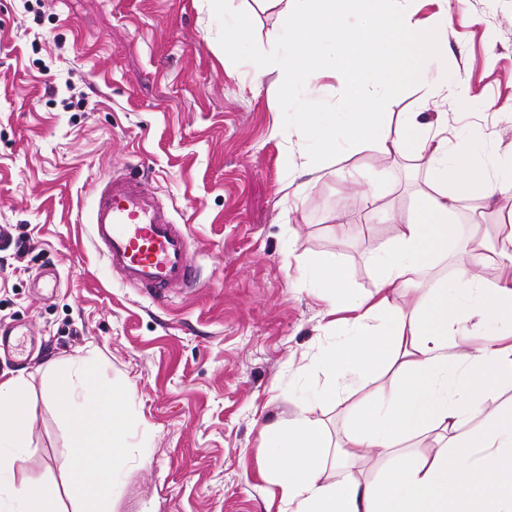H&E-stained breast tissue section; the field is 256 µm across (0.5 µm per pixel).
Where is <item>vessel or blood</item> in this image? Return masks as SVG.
Returning <instances> with one entry per match:
<instances>
[{"instance_id":"b4317fda","label":"vessel or blood","mask_w":512,"mask_h":512,"mask_svg":"<svg viewBox=\"0 0 512 512\" xmlns=\"http://www.w3.org/2000/svg\"><path fill=\"white\" fill-rule=\"evenodd\" d=\"M88 222L92 243L124 284L159 299L199 286L190 238L132 174L110 177Z\"/></svg>"}]
</instances>
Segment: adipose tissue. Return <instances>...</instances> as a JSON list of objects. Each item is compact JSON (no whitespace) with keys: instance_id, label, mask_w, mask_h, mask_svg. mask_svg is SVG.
<instances>
[{"instance_id":"obj_1","label":"adipose tissue","mask_w":512,"mask_h":512,"mask_svg":"<svg viewBox=\"0 0 512 512\" xmlns=\"http://www.w3.org/2000/svg\"><path fill=\"white\" fill-rule=\"evenodd\" d=\"M268 2L284 18L269 37L286 66L284 94L313 92L334 70L348 79L343 111L329 113L316 139L426 160L433 185L413 214H388L400 231L371 257L372 293L354 292L340 260L319 266L331 312L349 331L322 361L333 378L323 398L336 400L342 387L365 386L391 367L397 378L354 406L336 447L334 481L322 478L327 443L318 423L300 413L269 427L275 448L266 467L277 477L283 506L286 512H512V401L485 407L502 381L512 380V228L494 281L483 279L485 257L470 248L456 258L455 279L438 281L410 308L392 297L461 239L462 202L512 197V166L496 165L473 139L449 143L442 122L405 112L394 123L380 111L382 99L418 78L425 58L440 50L438 27L414 22L405 0H305L301 8L294 0ZM351 16L359 27L347 26ZM475 322L497 325L495 341L452 349L451 337ZM45 377L73 434L61 468L78 494L79 512H105L112 473L127 450L116 426L127 395L105 388L85 362L48 364ZM34 411L25 377L0 376V512H63L55 491L15 479ZM375 451L387 456V467L358 480L354 467Z\"/></svg>"}]
</instances>
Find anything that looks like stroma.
<instances>
[{
  "mask_svg": "<svg viewBox=\"0 0 512 512\" xmlns=\"http://www.w3.org/2000/svg\"><path fill=\"white\" fill-rule=\"evenodd\" d=\"M415 21L446 23L445 68L393 92L391 115L446 112L449 129L493 139L512 162V0H410ZM245 15L253 35L224 49V23ZM277 9L263 0H0V328L23 327L21 374L36 404L18 468L75 505L57 462L72 434L42 378L50 362L90 360L102 384L129 391V454L110 512H280V489L259 465L262 429L305 412L339 443L345 393L320 399L324 352L344 338L309 270L340 257L358 293L373 291L370 254L394 239L389 212L412 210L428 190L425 165L372 149L340 175L292 171L315 142L296 123L297 97L276 75L254 84L258 52ZM136 171L185 225L203 285L157 301L121 283L90 238L88 212L114 173ZM369 187V198L356 186ZM355 228L337 239L331 213ZM469 234L494 238L512 198L471 199ZM27 240L26 251L14 243ZM55 271L56 290L35 277Z\"/></svg>",
  "mask_w": 512,
  "mask_h": 512,
  "instance_id": "obj_1",
  "label": "stroma"
}]
</instances>
